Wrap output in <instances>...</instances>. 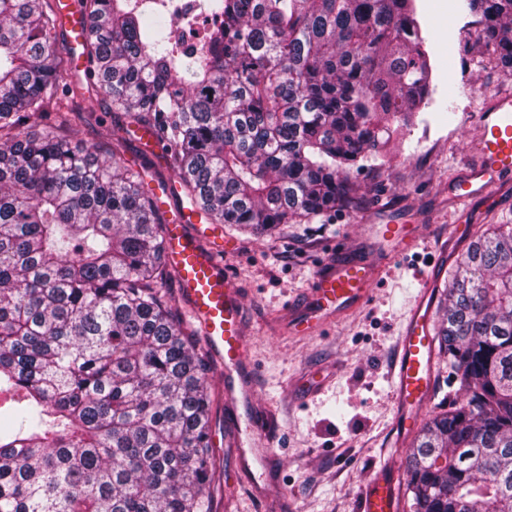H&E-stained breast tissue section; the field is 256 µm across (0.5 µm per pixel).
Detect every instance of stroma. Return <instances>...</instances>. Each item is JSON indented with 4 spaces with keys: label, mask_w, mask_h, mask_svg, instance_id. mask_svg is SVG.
Listing matches in <instances>:
<instances>
[{
    "label": "stroma",
    "mask_w": 512,
    "mask_h": 512,
    "mask_svg": "<svg viewBox=\"0 0 512 512\" xmlns=\"http://www.w3.org/2000/svg\"><path fill=\"white\" fill-rule=\"evenodd\" d=\"M416 6L433 48L432 97L391 141L384 165L353 172L354 203L318 224L262 235L224 229L221 263L241 290L256 393L249 405L227 404L224 369L211 361L213 512H357L360 491L382 472L404 488L412 438L396 427L390 373L418 278L433 272L444 287L488 225L512 224V186L494 207L473 200L469 232L459 237L452 234L455 208L448 197L449 182L473 160L469 145L486 100L512 93V67L488 53L475 14L460 32L448 18V0H416ZM123 163L149 184L174 178L134 133ZM388 219L417 225L420 248L379 254L364 227ZM336 243L377 259L387 280L345 316L306 336L287 334L289 302L303 298ZM249 421L272 453L267 466H243L233 445Z\"/></svg>",
    "instance_id": "stroma-1"
}]
</instances>
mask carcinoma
Masks as SVG:
<instances>
[{
  "label": "carcinoma",
  "instance_id": "carcinoma-1",
  "mask_svg": "<svg viewBox=\"0 0 512 512\" xmlns=\"http://www.w3.org/2000/svg\"><path fill=\"white\" fill-rule=\"evenodd\" d=\"M512 62V0H465ZM86 84L152 131L215 224L349 207L351 173L430 94L413 0H81ZM50 0H0V512H212L208 367L165 294L167 220L84 139L101 118L52 43ZM39 126L41 131L33 128ZM434 328L459 384L407 453L408 512H512V225L491 224Z\"/></svg>",
  "mask_w": 512,
  "mask_h": 512
}]
</instances>
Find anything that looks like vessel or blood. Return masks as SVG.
<instances>
[{"mask_svg": "<svg viewBox=\"0 0 512 512\" xmlns=\"http://www.w3.org/2000/svg\"><path fill=\"white\" fill-rule=\"evenodd\" d=\"M59 26L66 34L64 54L75 70L87 67L89 22L76 0H57ZM472 166L448 185L456 202L482 199L492 203L499 189L512 185V96L492 98L480 117ZM371 232L384 248L409 252L421 239L411 224H374ZM165 254L177 275L193 324L206 348L224 366V396L233 404H249L254 396V366L244 324V303L239 288L224 273L219 257L224 237L216 226L204 223L194 206L181 208L164 226ZM382 279V269L368 259L339 251L310 283L301 309L289 330L308 333L332 316L368 301ZM433 280L425 278L409 316L401 326L393 364V393L402 430L415 427L418 411L433 387L434 342L429 327ZM394 485L379 476L364 490L359 512H396Z\"/></svg>", "mask_w": 512, "mask_h": 512, "instance_id": "vessel-or-blood-1", "label": "vessel or blood"}]
</instances>
